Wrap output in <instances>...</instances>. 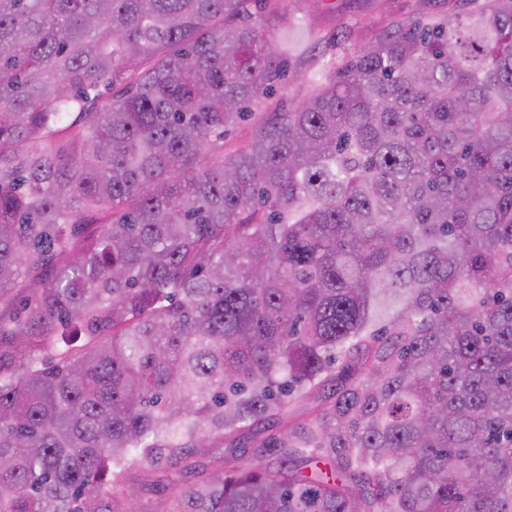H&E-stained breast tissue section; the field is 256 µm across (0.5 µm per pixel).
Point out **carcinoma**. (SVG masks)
Segmentation results:
<instances>
[{
	"label": "carcinoma",
	"instance_id": "cac0c4a2",
	"mask_svg": "<svg viewBox=\"0 0 512 512\" xmlns=\"http://www.w3.org/2000/svg\"><path fill=\"white\" fill-rule=\"evenodd\" d=\"M284 2L0 0V512H512V0ZM313 0H286L285 7L289 13L305 15L309 24L316 28L322 36L323 45L336 38V47L328 52L325 59L350 57L354 55L362 40L347 39L346 26L354 24L365 35L381 30L389 18H413L421 11L419 0H383L382 11L362 6L354 0H325L324 4L312 2ZM333 3L329 6L328 4ZM327 7H334L333 11ZM333 54V55H332ZM303 94L304 89L300 81L295 80L292 75L288 77L287 74L283 82L275 88L268 101L276 103L282 100L285 107H294L302 100Z\"/></svg>",
	"mask_w": 512,
	"mask_h": 512
}]
</instances>
